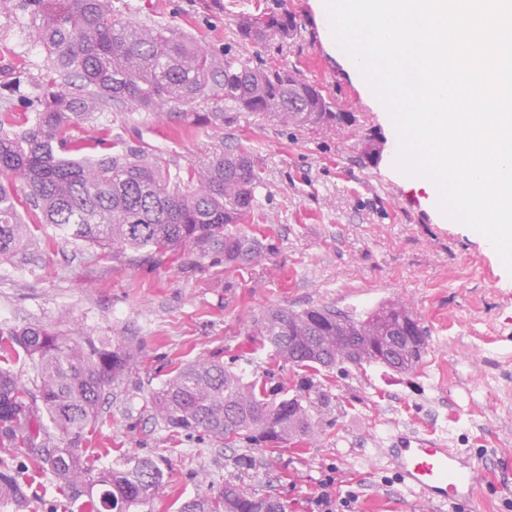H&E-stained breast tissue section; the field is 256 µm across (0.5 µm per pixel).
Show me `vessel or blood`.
Masks as SVG:
<instances>
[{"mask_svg": "<svg viewBox=\"0 0 512 512\" xmlns=\"http://www.w3.org/2000/svg\"><path fill=\"white\" fill-rule=\"evenodd\" d=\"M390 473L400 494L443 512L476 502L487 477L484 459L449 447L433 433L399 426L388 450Z\"/></svg>", "mask_w": 512, "mask_h": 512, "instance_id": "obj_1", "label": "vessel or blood"}]
</instances>
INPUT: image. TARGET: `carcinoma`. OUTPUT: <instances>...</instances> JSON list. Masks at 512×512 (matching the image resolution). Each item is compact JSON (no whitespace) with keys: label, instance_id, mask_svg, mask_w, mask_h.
<instances>
[{"label":"carcinoma","instance_id":"cac0c4a2","mask_svg":"<svg viewBox=\"0 0 512 512\" xmlns=\"http://www.w3.org/2000/svg\"><path fill=\"white\" fill-rule=\"evenodd\" d=\"M0 14L25 20L47 52L54 77L38 94L42 109L30 128L12 131L13 114L0 112V259L32 245L30 225L17 209L25 203L61 234L151 258L189 250L224 256V267L249 264L267 245L237 228L255 210L260 181L254 160L229 150L193 167L187 179L171 175L156 153H114L106 130L86 140L69 135L91 110L144 109L158 117L198 99L232 107L285 126L337 129L344 112L294 70L264 69L217 52L168 26L120 21L112 0H0ZM300 19L280 3L238 19L242 45L263 49L297 35ZM411 311L382 306L362 317L329 306L303 311L271 307L253 335L277 360L297 367L331 369L380 364L365 345L355 359L336 352L365 336H394ZM324 361H311L313 349ZM31 361L38 392L10 368ZM139 362V352L76 328L64 335L46 325L0 328V445L26 449L23 459H0V501L22 504L29 474H51L65 499L63 512H139L161 489L164 472L150 458L94 469L72 445L92 432L112 383ZM155 414L172 431L203 432L224 445L240 440L285 447L313 432L312 401L265 398L257 384L200 359L178 369L152 397ZM67 441L51 448L50 431ZM260 497L226 481L184 502L179 512H253Z\"/></svg>","mask_w":512,"mask_h":512}]
</instances>
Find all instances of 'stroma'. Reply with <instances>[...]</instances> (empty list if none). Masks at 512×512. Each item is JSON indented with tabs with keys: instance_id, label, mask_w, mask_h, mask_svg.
<instances>
[{
	"instance_id": "1",
	"label": "stroma",
	"mask_w": 512,
	"mask_h": 512,
	"mask_svg": "<svg viewBox=\"0 0 512 512\" xmlns=\"http://www.w3.org/2000/svg\"><path fill=\"white\" fill-rule=\"evenodd\" d=\"M274 4L112 0L120 20L174 24L214 49L232 45L262 67L295 70L354 113L355 126L335 134L285 128L198 100L160 120L144 111L97 112L70 130L80 139L107 129L112 141L160 153L174 173L222 151H247L261 182L245 230L267 240L270 252L233 270L183 250L133 262L60 239L26 209L32 246L0 260V328L78 326L142 348L141 363L113 386L94 432L77 445L101 465L129 451L158 463L167 480L142 512H178L227 480L283 499L288 512H319L325 492L335 512H424L380 468V450L399 422L485 456L489 477L478 502L456 512H512V274L480 233L436 223L424 192L390 175L395 137L370 91L324 44L310 0H285L302 22L290 43L257 54L236 45L237 19ZM29 41L27 29L0 15V105L20 130L33 116L35 82L52 75L46 52L26 53ZM211 112L223 113V123L207 122ZM367 136L381 154L364 163L357 142ZM397 300L409 303L427 333L422 362L409 373L347 364L310 376L276 361L252 334L270 307L329 306L358 316ZM202 356L289 396L311 377L314 393L327 397L313 412L312 436L274 451L170 431L155 417L152 395ZM241 457L248 467L238 466Z\"/></svg>"
}]
</instances>
